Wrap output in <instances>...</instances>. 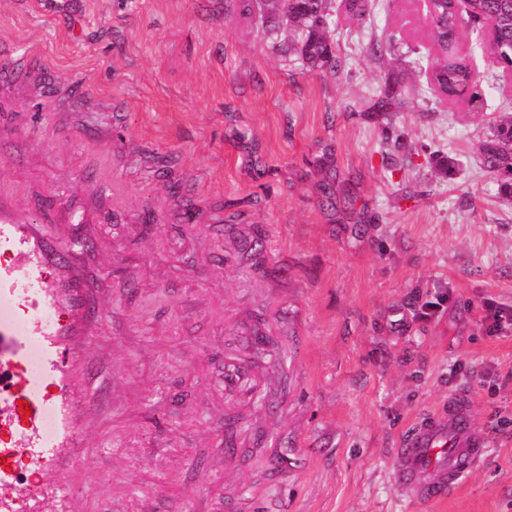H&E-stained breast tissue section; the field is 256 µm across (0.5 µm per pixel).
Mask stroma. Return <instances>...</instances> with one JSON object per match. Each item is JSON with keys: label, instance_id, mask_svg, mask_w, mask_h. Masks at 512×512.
Returning a JSON list of instances; mask_svg holds the SVG:
<instances>
[{"label": "stroma", "instance_id": "obj_1", "mask_svg": "<svg viewBox=\"0 0 512 512\" xmlns=\"http://www.w3.org/2000/svg\"><path fill=\"white\" fill-rule=\"evenodd\" d=\"M224 0H0V218L60 249L49 298L73 441L12 498L41 512H512V201L480 145L512 105L441 101L417 0L340 15L341 68ZM405 83L401 148L372 104ZM337 174L334 201L321 185ZM243 237L260 253L241 258ZM464 393L485 458L409 504L393 450Z\"/></svg>", "mask_w": 512, "mask_h": 512}]
</instances>
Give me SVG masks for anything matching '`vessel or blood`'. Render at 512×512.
<instances>
[{"instance_id": "b4317fda", "label": "vessel or blood", "mask_w": 512, "mask_h": 512, "mask_svg": "<svg viewBox=\"0 0 512 512\" xmlns=\"http://www.w3.org/2000/svg\"><path fill=\"white\" fill-rule=\"evenodd\" d=\"M46 250L27 259L0 264V295L22 288H39L58 260ZM485 437L472 419L468 403L453 399L447 414L420 421L404 438L395 455L393 477L405 497L424 506L448 497L463 476L475 468L484 453Z\"/></svg>"}]
</instances>
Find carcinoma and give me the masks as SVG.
<instances>
[{"label":"carcinoma","mask_w":512,"mask_h":512,"mask_svg":"<svg viewBox=\"0 0 512 512\" xmlns=\"http://www.w3.org/2000/svg\"><path fill=\"white\" fill-rule=\"evenodd\" d=\"M271 10L283 14L297 31L298 40L283 38L279 50L296 57L302 67L325 73H336L339 56L333 37L332 0H278ZM434 24L440 35V57L431 63L433 84L450 101L460 99L464 88L470 87V66L457 49L459 39L467 32L488 25L494 30L497 51L504 65H512V0H433ZM396 37L373 38L369 42L371 55L381 60L397 50ZM483 166L500 178V193L512 198V113L503 114L491 135L481 144Z\"/></svg>","instance_id":"cac0c4a2"}]
</instances>
